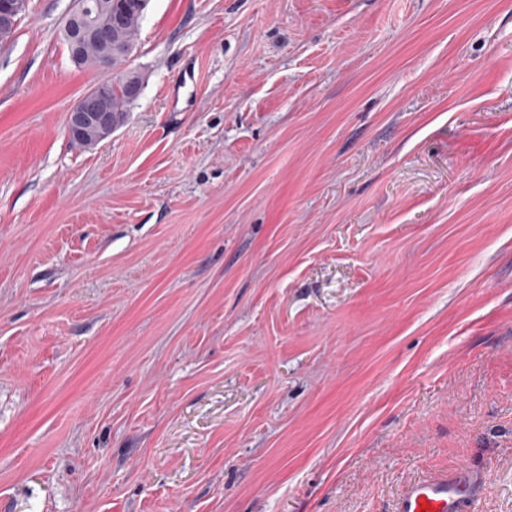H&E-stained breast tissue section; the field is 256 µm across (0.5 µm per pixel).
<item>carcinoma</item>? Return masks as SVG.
<instances>
[{
  "instance_id": "carcinoma-1",
  "label": "carcinoma",
  "mask_w": 512,
  "mask_h": 512,
  "mask_svg": "<svg viewBox=\"0 0 512 512\" xmlns=\"http://www.w3.org/2000/svg\"><path fill=\"white\" fill-rule=\"evenodd\" d=\"M149 0H112V11L98 15L101 24L112 23V43L122 47L126 53L112 56V123L120 124L129 107L138 99L143 89L140 74L128 70L124 63L136 49L141 22ZM102 46L94 39L87 38L82 49V69H103Z\"/></svg>"
}]
</instances>
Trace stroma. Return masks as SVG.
<instances>
[{"label":"stroma","mask_w":512,"mask_h":512,"mask_svg":"<svg viewBox=\"0 0 512 512\" xmlns=\"http://www.w3.org/2000/svg\"><path fill=\"white\" fill-rule=\"evenodd\" d=\"M0 47V512H512V0H149L67 115ZM112 2V27L110 35L113 44L121 46L128 53L112 55V45L105 29L94 28L92 22L103 6L105 0H86L81 10L65 22V37L71 47L72 60H80V46L83 39L90 33L94 34L106 47L104 66L110 68L112 58V74L109 82L87 91L69 112L67 129L70 137L82 134L90 128L108 125L112 134V123L118 126L129 107L138 99L143 89L140 74L128 70L124 63L136 49L141 22L149 0H110ZM112 88V99L109 93ZM112 112V117H111ZM72 142L82 148L87 147L83 140L73 137ZM477 493L472 482L459 474H443L415 481L403 494L397 512H419L423 503L429 512H475Z\"/></svg>","instance_id":"obj_1"}]
</instances>
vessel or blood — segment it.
Wrapping results in <instances>:
<instances>
[{"instance_id":"vessel-or-blood-1","label":"vessel or blood","mask_w":512,"mask_h":512,"mask_svg":"<svg viewBox=\"0 0 512 512\" xmlns=\"http://www.w3.org/2000/svg\"><path fill=\"white\" fill-rule=\"evenodd\" d=\"M477 493L471 481L458 474H443L415 481L403 494L397 512H475Z\"/></svg>"}]
</instances>
